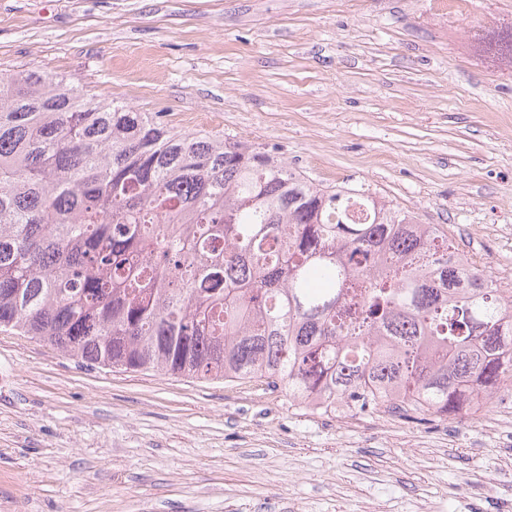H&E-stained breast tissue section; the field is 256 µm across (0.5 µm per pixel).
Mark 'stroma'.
<instances>
[{
  "label": "stroma",
  "instance_id": "obj_1",
  "mask_svg": "<svg viewBox=\"0 0 512 512\" xmlns=\"http://www.w3.org/2000/svg\"><path fill=\"white\" fill-rule=\"evenodd\" d=\"M511 34L512 0H0V73L369 188L512 289ZM511 411L319 414L0 328V512H512Z\"/></svg>",
  "mask_w": 512,
  "mask_h": 512
}]
</instances>
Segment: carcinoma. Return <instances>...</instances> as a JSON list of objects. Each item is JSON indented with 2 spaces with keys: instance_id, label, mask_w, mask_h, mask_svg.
<instances>
[{
  "instance_id": "cac0c4a2",
  "label": "carcinoma",
  "mask_w": 512,
  "mask_h": 512,
  "mask_svg": "<svg viewBox=\"0 0 512 512\" xmlns=\"http://www.w3.org/2000/svg\"><path fill=\"white\" fill-rule=\"evenodd\" d=\"M0 327L320 414L512 393V290L436 225L40 69L0 76Z\"/></svg>"
}]
</instances>
